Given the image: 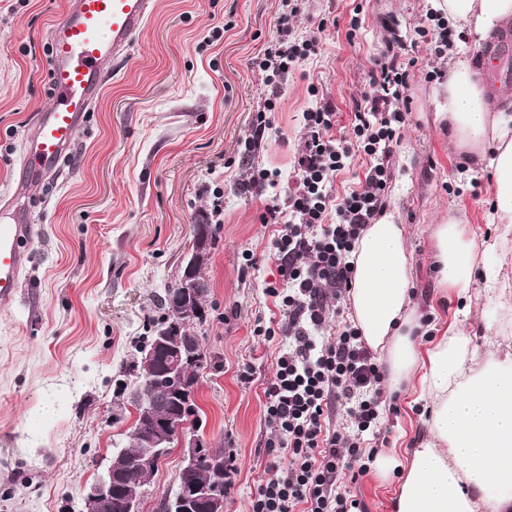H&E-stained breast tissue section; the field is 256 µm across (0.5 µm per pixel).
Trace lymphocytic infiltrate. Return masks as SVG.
Instances as JSON below:
<instances>
[{
    "instance_id": "lymphocytic-infiltrate-1",
    "label": "lymphocytic infiltrate",
    "mask_w": 512,
    "mask_h": 512,
    "mask_svg": "<svg viewBox=\"0 0 512 512\" xmlns=\"http://www.w3.org/2000/svg\"><path fill=\"white\" fill-rule=\"evenodd\" d=\"M315 51V40L294 37L287 19H280L277 37L267 42L254 61L270 94L253 118L245 153L260 148L271 126L268 114L276 107L288 73ZM408 76L394 50L376 58L370 76L375 92L365 97L364 107L354 114V146L343 145L333 136L336 114L332 107L324 104L304 112L296 186L284 202L266 206L261 216L262 223L277 227L272 245L280 281L268 284L265 293L282 313L264 334L279 335L288 342L265 390L266 419L289 462L280 474L260 485L251 512H364L359 500L339 493L337 486L368 471L360 440L377 424L378 385L384 370L357 327L346 326L333 344L320 342L317 332L326 321V295L343 296L352 286L349 257L361 232L387 207L392 179L389 161L408 120L407 112L394 103L401 100ZM357 151L370 159L365 182L333 202L331 183ZM334 399L346 404L356 434L325 429V412Z\"/></svg>"
}]
</instances>
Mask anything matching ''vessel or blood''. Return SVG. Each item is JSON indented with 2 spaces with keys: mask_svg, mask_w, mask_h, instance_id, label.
Listing matches in <instances>:
<instances>
[{
  "mask_svg": "<svg viewBox=\"0 0 512 512\" xmlns=\"http://www.w3.org/2000/svg\"><path fill=\"white\" fill-rule=\"evenodd\" d=\"M155 6L156 0H66L61 17L49 29V103L24 145L21 169L26 181L55 177L100 97L106 65L128 56ZM509 55L512 38L485 51L492 77H500V63ZM33 236L23 210L0 207L1 302L19 293Z\"/></svg>",
  "mask_w": 512,
  "mask_h": 512,
  "instance_id": "b4317fda",
  "label": "vessel or blood"
}]
</instances>
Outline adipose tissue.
I'll use <instances>...</instances> for the list:
<instances>
[{"mask_svg": "<svg viewBox=\"0 0 512 512\" xmlns=\"http://www.w3.org/2000/svg\"><path fill=\"white\" fill-rule=\"evenodd\" d=\"M449 25L477 41L512 22V0H444ZM446 122L460 151L493 172V219L512 224V94L491 91L469 57L448 64ZM439 283L464 289L475 281V246L462 219L432 228ZM349 294L354 322L382 357L392 389L417 392L428 436L403 459H377L398 471L394 512H512V341L478 355L461 331L443 334L427 351V335L411 292L405 229L386 215L367 225L351 254Z\"/></svg>", "mask_w": 512, "mask_h": 512, "instance_id": "adipose-tissue-1", "label": "adipose tissue"}]
</instances>
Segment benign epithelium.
I'll return each instance as SVG.
<instances>
[{
  "label": "benign epithelium",
  "mask_w": 512,
  "mask_h": 512,
  "mask_svg": "<svg viewBox=\"0 0 512 512\" xmlns=\"http://www.w3.org/2000/svg\"><path fill=\"white\" fill-rule=\"evenodd\" d=\"M193 265V253L190 252L184 258L185 274L177 287L170 290L172 308L176 310L186 307L188 301H196L199 289L195 288ZM197 357L194 332L173 327L160 332L148 361L162 363L169 393L178 396L193 386V379L185 369ZM133 406L136 418L141 420L142 452L137 460L138 466L155 468L174 441L181 448V486L174 500L175 512H224V494L219 487L191 478V473L204 457H209L211 469L218 473L224 472V460L215 456L205 441L184 433V422L175 415L158 416L151 397L141 394L135 397ZM146 492L143 485L127 483L123 474L108 463L101 466L95 480L82 489V497L93 512H117L120 508L125 512H140V503Z\"/></svg>",
  "instance_id": "benign-epithelium-1"
}]
</instances>
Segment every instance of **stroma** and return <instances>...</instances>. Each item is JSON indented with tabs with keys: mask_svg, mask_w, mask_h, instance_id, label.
I'll use <instances>...</instances> for the list:
<instances>
[{
	"mask_svg": "<svg viewBox=\"0 0 512 512\" xmlns=\"http://www.w3.org/2000/svg\"><path fill=\"white\" fill-rule=\"evenodd\" d=\"M65 0H0V185L19 178L22 139L48 104L47 29ZM433 0H304L289 23L316 34L320 53L285 82L271 127L251 158L266 88L252 60L277 33L281 0H157L128 62L110 65L60 176L32 186L24 204L37 231L20 295L0 302V512H80L81 491L124 442L134 413L123 385L160 298L178 283L198 214L223 201L204 270L207 320L197 331L207 352L199 408L186 429L224 452L233 466L224 512H249L272 477L279 451L264 391L283 351L258 335L279 314L265 285L278 281L269 252L276 230L260 216L268 196L238 190L252 168L278 172L288 191L303 147V117L320 102L337 114L336 132L353 141V114L369 93L373 60L392 38L414 59L403 93L410 116L390 160L387 210L407 229L414 301L432 327L463 330L479 353L494 350L482 281L467 291L436 279L430 228L460 214L476 236V259L492 258L512 295V226L489 220L492 173L463 160L435 120L448 91L431 79L448 56L420 34ZM221 39L202 41L213 28ZM249 380H242V373ZM413 395L385 413L384 445L404 451L426 434ZM179 448L159 463L141 512H159L175 489ZM398 472L377 469L341 490L366 512H393Z\"/></svg>",
	"mask_w": 512,
	"mask_h": 512,
	"instance_id": "35a3bbf8",
	"label": "stroma"
}]
</instances>
